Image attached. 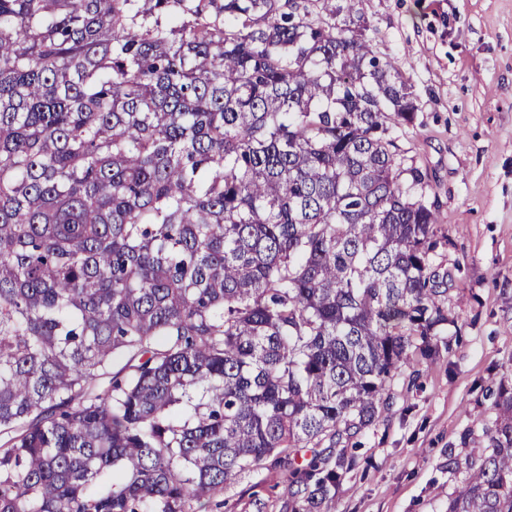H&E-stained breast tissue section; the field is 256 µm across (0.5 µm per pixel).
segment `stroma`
<instances>
[{
  "instance_id": "35a3bbf8",
  "label": "stroma",
  "mask_w": 512,
  "mask_h": 512,
  "mask_svg": "<svg viewBox=\"0 0 512 512\" xmlns=\"http://www.w3.org/2000/svg\"><path fill=\"white\" fill-rule=\"evenodd\" d=\"M374 51L409 80L419 110L399 143L424 172L448 243L447 343L416 388L352 441L358 467L333 512H448V451L486 445L487 388L512 386V0H361ZM208 512H287L267 470Z\"/></svg>"
}]
</instances>
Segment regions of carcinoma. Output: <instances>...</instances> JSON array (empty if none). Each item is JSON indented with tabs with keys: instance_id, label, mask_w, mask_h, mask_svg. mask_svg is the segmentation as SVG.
<instances>
[{
	"instance_id": "obj_1",
	"label": "carcinoma",
	"mask_w": 512,
	"mask_h": 512,
	"mask_svg": "<svg viewBox=\"0 0 512 512\" xmlns=\"http://www.w3.org/2000/svg\"><path fill=\"white\" fill-rule=\"evenodd\" d=\"M358 0H0V512H332L448 326ZM448 512H512V388ZM265 469L243 478L238 484L213 498L208 512H288L284 488ZM216 504H218L216 506Z\"/></svg>"
}]
</instances>
